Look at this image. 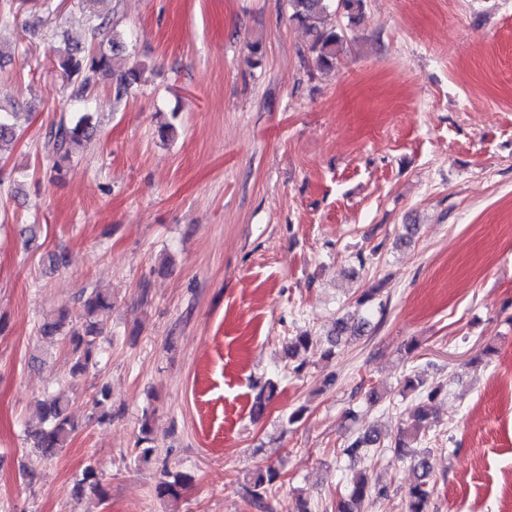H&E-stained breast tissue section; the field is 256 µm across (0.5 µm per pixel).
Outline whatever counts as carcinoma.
Listing matches in <instances>:
<instances>
[{
  "mask_svg": "<svg viewBox=\"0 0 512 512\" xmlns=\"http://www.w3.org/2000/svg\"><path fill=\"white\" fill-rule=\"evenodd\" d=\"M288 5L291 8L290 20L311 36L313 66L320 71L335 67L344 51L346 37L343 29L329 24V20L332 15L342 11L350 21H355L363 12L364 0H288ZM90 23L92 40L87 50L78 52L68 47L58 50L59 67L66 87L70 88V96L81 100L98 78L110 76L116 99L126 98L141 82L143 70L129 69L120 74L111 72V57L103 48V43L108 41L115 49L120 46V35L110 30V23L105 19H92ZM16 118L15 112L0 111V160L5 158V148L17 143L21 137ZM91 129L92 116L87 112H76L68 118L60 119L47 143L48 150L56 157V172H62L64 163L70 160ZM78 303V315H72L71 310L63 306L58 309L55 319L41 324L38 329L39 334L48 339L55 336L68 338L73 355L71 376L76 380L84 377L90 367L96 365L99 339L103 336L98 318L112 310V294L98 289L90 292L84 290ZM368 326L370 319L366 315L339 318L323 338L307 332L289 340L285 346L288 359L295 360L301 349L322 359H329L334 356L336 346L342 342L343 337L357 336ZM403 390L419 397L411 425L387 443L381 441L374 429L366 428L340 449V453L352 458L361 455L367 448L383 446L395 459H410L415 480L404 494L403 512H429L434 495L431 454L412 449V443L426 431V421L430 416L429 403L443 393L445 387L442 384L427 387L418 376L409 375L404 379ZM70 408V400L64 396H56L37 404L40 424L31 432L30 442L32 448L46 459L57 457L76 433L77 426ZM91 411L100 423L112 420L111 393L108 388L102 386L97 389L91 400ZM278 478L279 473L272 466L256 470L248 489L251 502L261 503ZM188 484L189 478L181 474L174 475L164 468L155 485V494L160 499L177 502ZM386 497L385 488L371 483L366 473L359 472L351 477L348 494L336 503V512H361L364 504Z\"/></svg>",
  "mask_w": 512,
  "mask_h": 512,
  "instance_id": "carcinoma-1",
  "label": "carcinoma"
}]
</instances>
